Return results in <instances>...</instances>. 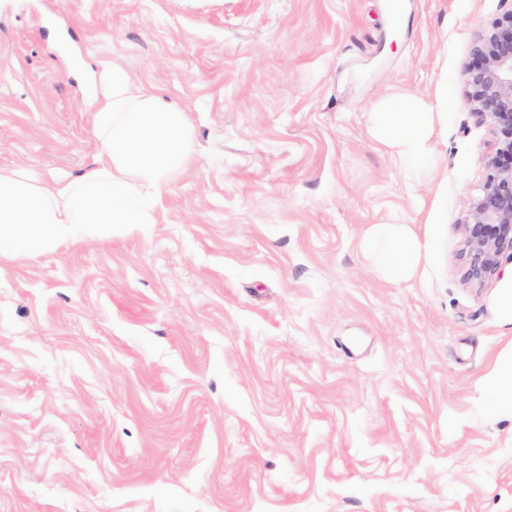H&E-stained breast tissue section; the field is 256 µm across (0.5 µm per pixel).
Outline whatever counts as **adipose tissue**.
Segmentation results:
<instances>
[{
    "instance_id": "adipose-tissue-1",
    "label": "adipose tissue",
    "mask_w": 512,
    "mask_h": 512,
    "mask_svg": "<svg viewBox=\"0 0 512 512\" xmlns=\"http://www.w3.org/2000/svg\"><path fill=\"white\" fill-rule=\"evenodd\" d=\"M78 78L101 84L88 97L98 157L77 178L49 186L0 168V259L51 253L98 228L153 223L164 190L192 162V128L181 108L118 66L99 78L87 72ZM367 121L379 146L411 163L432 154L440 115L397 95L381 101ZM364 247L392 282L410 277L428 257L408 224L372 225Z\"/></svg>"
}]
</instances>
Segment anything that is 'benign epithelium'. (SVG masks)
Returning <instances> with one entry per match:
<instances>
[{
    "label": "benign epithelium",
    "mask_w": 512,
    "mask_h": 512,
    "mask_svg": "<svg viewBox=\"0 0 512 512\" xmlns=\"http://www.w3.org/2000/svg\"><path fill=\"white\" fill-rule=\"evenodd\" d=\"M465 96L493 132L487 175L457 224L463 280L481 287L498 273L504 255L512 257V9L478 34Z\"/></svg>",
    "instance_id": "obj_1"
}]
</instances>
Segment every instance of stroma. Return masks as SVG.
<instances>
[{
	"instance_id": "obj_1",
	"label": "stroma",
	"mask_w": 512,
	"mask_h": 512,
	"mask_svg": "<svg viewBox=\"0 0 512 512\" xmlns=\"http://www.w3.org/2000/svg\"><path fill=\"white\" fill-rule=\"evenodd\" d=\"M0 0V166L98 154L85 61L187 110L156 221L0 260V512H512V271L467 285L458 223L491 128L464 94L512 0ZM443 113L406 166L365 115ZM409 224L408 280L361 243ZM487 382L492 397V406L498 411L512 412V358L509 362L497 360L492 366Z\"/></svg>"
}]
</instances>
